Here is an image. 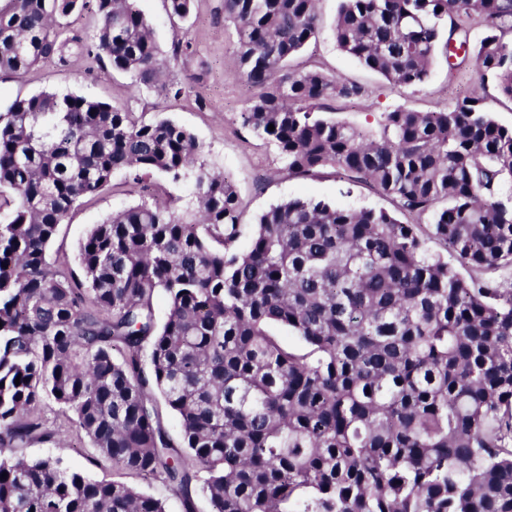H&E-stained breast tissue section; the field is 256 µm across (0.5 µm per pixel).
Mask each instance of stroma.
Wrapping results in <instances>:
<instances>
[{
  "mask_svg": "<svg viewBox=\"0 0 512 512\" xmlns=\"http://www.w3.org/2000/svg\"><path fill=\"white\" fill-rule=\"evenodd\" d=\"M338 5L339 0H319L322 31L289 63L292 70L338 75L366 89L361 99L327 101L331 116L373 130L380 114L396 106L407 105L422 112L439 110L475 84L474 67L452 69L441 57L433 63L422 87L389 83L337 47L332 24ZM137 7L150 23L160 49L170 56L163 79L183 87L181 97L167 96L158 88L134 94L128 74L106 69L75 53L63 64L47 61L27 71L0 72V111L15 99L41 91L73 92L129 112H143L150 118L168 117L182 124L195 135L204 159L237 187L243 222L237 247L241 250L250 244L257 216L284 200L300 198L340 207L391 209V202L368 186L349 183L330 169L311 179L288 176L275 148L242 126L240 115L257 89L236 68V33L233 25L224 21L222 0H193L189 15L183 19L170 16L163 0H137ZM178 40L191 42L192 49L175 57L171 51ZM172 197L179 198L181 207L195 206L193 181L174 183L156 174L135 185L124 174H115L100 195L81 199L60 225L48 249L51 262L77 269L78 244L92 225L140 201ZM43 415L48 428L57 431L68 445L63 453L68 468L87 471L96 479H112L111 467L89 465L90 442L79 435L58 406L44 407Z\"/></svg>",
  "mask_w": 512,
  "mask_h": 512,
  "instance_id": "obj_1",
  "label": "stroma"
}]
</instances>
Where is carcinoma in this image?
<instances>
[{
    "mask_svg": "<svg viewBox=\"0 0 512 512\" xmlns=\"http://www.w3.org/2000/svg\"><path fill=\"white\" fill-rule=\"evenodd\" d=\"M91 1L96 35H65L60 19ZM317 3L223 0L241 74L262 89L242 124L288 175L332 169L392 211L282 201L241 251L236 187L176 121L53 91L0 111V512H166L128 481L27 456L54 438L48 403L92 463L161 480L185 512L194 484L210 512H512V127L484 95L512 99V0H340L337 47L387 81L422 86L451 47L478 73L447 108L398 106L375 131L322 112L362 85L287 68L319 34ZM74 51L139 91L166 65L134 0L0 9V71ZM118 171L194 175L196 213L143 201L89 230L81 275L53 265L59 225Z\"/></svg>",
    "mask_w": 512,
    "mask_h": 512,
    "instance_id": "obj_1",
    "label": "carcinoma"
}]
</instances>
